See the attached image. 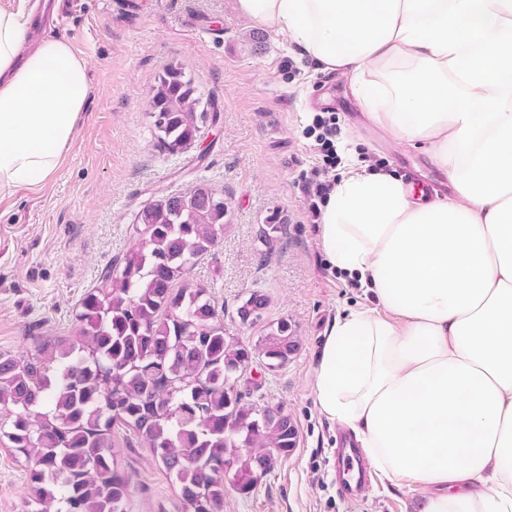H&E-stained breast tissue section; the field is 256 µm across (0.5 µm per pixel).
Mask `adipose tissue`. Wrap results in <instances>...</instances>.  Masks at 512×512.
Here are the masks:
<instances>
[{
	"instance_id": "1",
	"label": "adipose tissue",
	"mask_w": 512,
	"mask_h": 512,
	"mask_svg": "<svg viewBox=\"0 0 512 512\" xmlns=\"http://www.w3.org/2000/svg\"><path fill=\"white\" fill-rule=\"evenodd\" d=\"M354 78L384 134L424 144L454 189L425 203L350 168L317 226L335 269L383 319L333 324L316 402L368 462L422 486L418 512H512V0H237ZM24 10H0V192L57 170L90 94L88 67L46 38L22 54Z\"/></svg>"
}]
</instances>
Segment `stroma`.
<instances>
[{"mask_svg": "<svg viewBox=\"0 0 512 512\" xmlns=\"http://www.w3.org/2000/svg\"><path fill=\"white\" fill-rule=\"evenodd\" d=\"M55 36L86 60L90 95L52 179L0 194V351L23 358L33 337L73 335L78 300L134 244L145 205L202 184L222 190L228 222L186 282L207 288L227 339L251 347L285 320L299 343L284 366L270 369L257 357L242 372L244 401L287 413L298 442L249 494L226 487L224 512H414L417 486L378 477L354 497L337 488L342 431L315 403L314 373L326 331L374 304L318 247L305 182L321 159L307 130L316 116L335 118L339 155L382 161L442 197L452 194L447 178L423 148L379 134L347 76L253 27L237 0H77ZM172 64L208 114L198 143L173 154L157 148L149 115ZM273 219L282 230L271 239ZM256 289L269 304L249 327L236 308ZM112 450L129 481L126 512H182L176 488L134 432L114 429ZM29 494L25 459L0 441V512H23Z\"/></svg>", "mask_w": 512, "mask_h": 512, "instance_id": "stroma-1", "label": "stroma"}]
</instances>
